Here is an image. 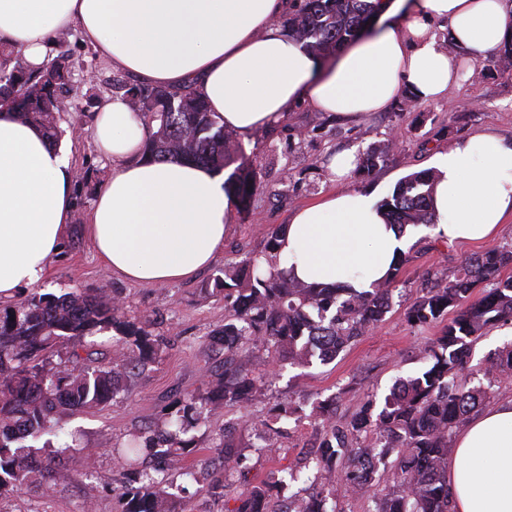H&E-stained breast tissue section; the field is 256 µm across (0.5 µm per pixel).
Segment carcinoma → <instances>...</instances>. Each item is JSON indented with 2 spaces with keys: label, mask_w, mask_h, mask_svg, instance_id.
<instances>
[{
  "label": "carcinoma",
  "mask_w": 512,
  "mask_h": 512,
  "mask_svg": "<svg viewBox=\"0 0 512 512\" xmlns=\"http://www.w3.org/2000/svg\"><path fill=\"white\" fill-rule=\"evenodd\" d=\"M371 0H298L288 13V34L309 51L325 56L364 34L373 14ZM12 52L0 50V103L17 117L38 125L51 145L61 131L56 115L73 92L69 55L59 50L36 70L24 62L7 68ZM112 88L127 101L148 130L143 156L150 160H180L221 173L235 162L234 131L224 127L217 113L191 87L170 91L158 87L112 80ZM391 143L359 157L358 169L371 174L384 165ZM258 168L240 163L225 179L227 192L237 206L249 210L260 186ZM436 171L423 169L402 177L380 201L387 223L400 227L433 223L430 198ZM281 230L267 234L264 250L241 263L230 262L218 270L210 297L224 299V325L211 342L224 347V373L203 394H188L178 401L176 418L155 430L139 431L125 446L112 448L124 469L121 512H183L173 493L174 473L190 478L209 493L224 494V482L241 473L240 454L233 451L234 434L224 430L217 447L223 469L209 470L204 462L183 467L192 440L190 430L205 426L209 406L224 403L251 405L265 397L272 368L286 363L305 367L327 360L349 346L366 330L376 327L391 305L403 261L390 277L365 294L345 293L337 287L304 286L265 269ZM512 265V250L489 249L464 262L454 278L436 283L407 309L412 325L448 319L433 341L425 345V366L416 375L397 382L383 403L365 401L343 428H323L311 453L314 481L324 484L334 474L356 495L365 496L375 481L380 463L391 454L396 483L393 490L373 500L370 512H450L448 453L452 435L487 399L483 383L468 386L457 381L467 363L470 343L500 322L512 318V278L499 279ZM484 283L493 287L482 292ZM114 331L128 352L120 361L101 363L93 357L98 336ZM246 345L261 346L267 356L242 353ZM67 359L54 357L61 349ZM159 343L146 326L131 321L123 306L99 293L70 291L35 294L0 309V498L39 481L48 495L74 474L89 476L94 464L87 456L75 458L76 439L59 448L22 445L37 439L78 409L108 404L122 387L127 368H146L159 357ZM488 382L512 378V347H504L489 360ZM341 394L312 404L311 413L330 419ZM301 410L292 400L271 408L273 421H286ZM290 472L273 482L246 485L238 505L226 512H270L271 493L281 498L282 512H327L326 500L336 494L305 495L293 490Z\"/></svg>",
  "instance_id": "1"
}]
</instances>
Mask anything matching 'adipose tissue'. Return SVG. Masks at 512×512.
Segmentation results:
<instances>
[{
	"mask_svg": "<svg viewBox=\"0 0 512 512\" xmlns=\"http://www.w3.org/2000/svg\"><path fill=\"white\" fill-rule=\"evenodd\" d=\"M290 0H0V43L41 66L48 40L76 28L113 65L141 82L193 85L226 128L269 129L297 103L340 119L384 112L408 90L447 96L466 61L512 38V0H379L374 32L324 60L277 24ZM448 24L440 37L436 22ZM147 129L119 98L104 99L92 127L112 171L87 233L113 274L141 286L194 279L212 266L236 204L223 175L142 158ZM433 235L493 240L512 218V136L481 132L435 157ZM65 154L0 105V301L37 283L62 250L73 219ZM409 237L386 224L358 189L321 194L295 209L274 271L308 286L371 291ZM452 512H512V399L490 405L459 432L448 464Z\"/></svg>",
	"mask_w": 512,
	"mask_h": 512,
	"instance_id": "ef3b65f1",
	"label": "adipose tissue"
}]
</instances>
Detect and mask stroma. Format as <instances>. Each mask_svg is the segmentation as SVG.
<instances>
[{
    "label": "stroma",
    "mask_w": 512,
    "mask_h": 512,
    "mask_svg": "<svg viewBox=\"0 0 512 512\" xmlns=\"http://www.w3.org/2000/svg\"><path fill=\"white\" fill-rule=\"evenodd\" d=\"M61 37L76 76L94 78L96 89L91 98L74 95L73 106L57 119L62 133L59 146L68 153L74 173V216L63 248L45 276L22 294L86 289L119 298L128 317L145 322L162 344L157 362L125 377L122 392L109 404L81 410L61 421L63 433H76L79 447L93 455V476L61 482L48 496L28 488L0 498V512H84L88 507L94 512H119L122 470L111 453L112 446L136 430L163 421L184 393L205 391L210 370L220 369L223 361L221 347L208 342L211 333L224 323L223 300L203 292L211 271L189 282L154 287L132 284L113 275L87 239L84 224L107 174L90 134L92 116L98 100L111 96L112 79L119 70L85 42L78 29L63 31ZM75 124L84 128L82 138L72 137ZM394 126L403 134L402 143L390 151L380 169L368 176H355L351 182L352 187L380 199L406 174L431 168L436 154L460 137L486 130L512 136V59L496 53L476 61L460 85L435 102L418 101L411 106L399 102L355 124L302 104L292 108L275 128L250 135L242 153L246 160L261 162V186L250 209L235 212L216 267L261 250L267 232L287 224L293 209L330 190L325 161L332 152L352 147L366 152L385 143ZM292 134L302 137L293 150L288 147ZM489 246L512 247V222L505 224L489 245L450 243L429 232L412 240L391 309L377 327L328 363L285 367L281 376L269 383L261 403L250 407L214 405L208 428L190 432L196 449L185 457V465L213 457L221 429L230 425L250 483L272 481L299 466L320 437V427L306 416L283 422L284 433L273 436L272 451L258 450L254 428L266 419L269 408L289 398L310 402L338 393L343 401L334 420L340 425L362 402L383 400L396 379L420 370L421 349L440 334V325L417 327L406 319V309L421 295L428 274L453 275L465 258ZM511 343L512 325L498 324L473 343L459 381L476 384L489 357Z\"/></svg>",
    "instance_id": "obj_1"
}]
</instances>
